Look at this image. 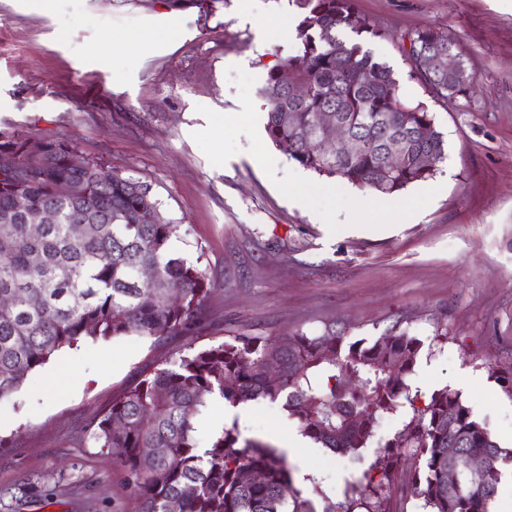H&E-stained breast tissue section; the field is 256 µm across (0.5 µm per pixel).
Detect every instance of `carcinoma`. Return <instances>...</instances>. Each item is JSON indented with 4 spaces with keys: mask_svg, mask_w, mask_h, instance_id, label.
Segmentation results:
<instances>
[{
    "mask_svg": "<svg viewBox=\"0 0 512 512\" xmlns=\"http://www.w3.org/2000/svg\"><path fill=\"white\" fill-rule=\"evenodd\" d=\"M298 9L297 50L267 72L265 131L288 158L306 170L385 195L427 180L428 154L446 158L445 140L426 103L402 94L399 79L369 44L385 32L358 15L356 0H289ZM417 79L436 101L470 99L474 80L467 61L454 72L421 66L420 58L448 57L455 44L441 27L426 25L399 44ZM296 85L305 95L295 96ZM330 112L362 141L352 154L325 153L318 121ZM409 136L403 164H386L384 142ZM29 136L0 131V295L19 298L0 310V399L16 393L51 357L86 340L170 336L200 319L215 284L206 272L169 250L179 225L167 219L150 186L120 172L99 177L102 163L85 170L69 163L74 143L41 137L42 153L27 149ZM81 207L92 232H72L68 217ZM50 211L41 234L30 223ZM150 267V280L139 270ZM178 285L182 296L172 299ZM422 347L407 332L371 343L334 330L322 336L284 338L238 333L208 348L186 349L160 364L112 400L95 432L99 447L126 474L138 512H386L381 490L392 485L401 449H412V470L401 485L405 498L428 512H490L501 467L512 462L485 425L448 388L418 405L410 376ZM277 363L280 380L261 372ZM219 394L232 403L281 401L302 433L335 454L356 455L373 437L378 417L404 399L412 409L404 442L387 443L374 468L380 479L352 485L344 500L317 510L294 488L285 454L260 440L239 441L225 428L208 448L198 447L195 417ZM121 426L114 427V422ZM481 455L482 471H462L448 484V448ZM195 491L184 494L186 486Z\"/></svg>",
    "mask_w": 512,
    "mask_h": 512,
    "instance_id": "cac0c4a2",
    "label": "carcinoma"
}]
</instances>
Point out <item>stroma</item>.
Segmentation results:
<instances>
[{"label": "stroma", "mask_w": 512, "mask_h": 512, "mask_svg": "<svg viewBox=\"0 0 512 512\" xmlns=\"http://www.w3.org/2000/svg\"><path fill=\"white\" fill-rule=\"evenodd\" d=\"M383 29L372 48L403 94L428 103L447 157L429 179L384 195L305 170L265 132L268 69L295 51L288 0H0V128L67 137L83 156L150 185L177 243L216 288L190 331L87 341L0 400V512H136L124 472L93 433L113 398L186 348L224 337L375 340L399 326L422 342L411 387L460 393L512 446V0H358ZM445 28L475 76L468 105L432 102L399 49L408 30ZM161 31L114 56L112 36ZM301 189L303 200L289 195ZM77 365L78 384L66 366ZM58 377L56 389L47 382ZM236 429L269 444L298 430L282 403L252 401ZM409 405L383 414L358 456L289 458L326 502L364 484Z\"/></svg>", "instance_id": "35a3bbf8"}]
</instances>
